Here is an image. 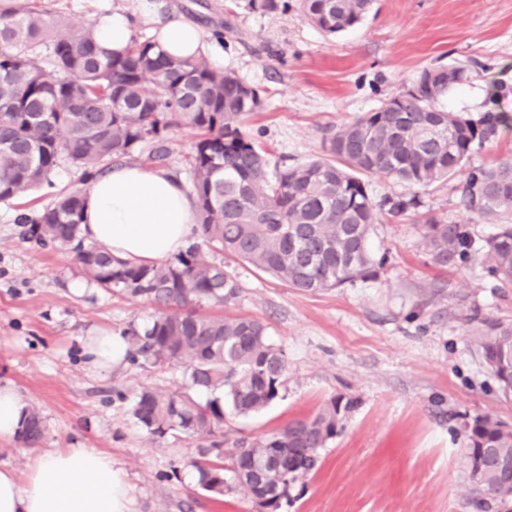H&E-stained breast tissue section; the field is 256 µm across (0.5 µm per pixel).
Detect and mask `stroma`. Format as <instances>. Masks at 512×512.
<instances>
[{"mask_svg":"<svg viewBox=\"0 0 512 512\" xmlns=\"http://www.w3.org/2000/svg\"><path fill=\"white\" fill-rule=\"evenodd\" d=\"M51 21L77 30L106 8L125 9L134 37L150 39L140 0H36ZM159 16L194 21L210 47L205 58L257 88L261 109L246 122L271 162L301 164L326 153L330 130L379 107L426 66L464 70L444 104L476 120L487 111L506 124L475 148L474 166L512 157V0H376L354 29L325 35L297 8L272 14L239 0H154ZM80 169L61 163L52 186L0 202V385L37 406L43 442L0 441V467L25 475L29 458L58 448H97L124 473L132 512H259L244 492L206 497L196 485L197 442L158 440L129 413L143 388L179 393L181 367L124 361L92 369L87 336L126 331L154 313L143 299L99 288L72 255L38 245L17 216L36 214L58 192L84 191ZM375 199L416 195L419 210L470 222L475 237L494 225L470 220L460 195L436 184L418 190L367 179ZM382 257L364 280L316 294L298 292L250 264L229 260L241 284L210 316L255 317L283 349L288 371L278 398L246 418L227 417L224 443L253 439L318 411L331 398L354 399L321 462L290 489L280 512H478L465 455V427L488 415L512 425L469 333L473 317L512 319V288L480 270L433 265L418 225L384 219L371 238Z\"/></svg>","mask_w":512,"mask_h":512,"instance_id":"obj_1","label":"stroma"}]
</instances>
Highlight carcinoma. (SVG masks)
Returning <instances> with one entry per match:
<instances>
[{
  "instance_id": "obj_1",
  "label": "carcinoma",
  "mask_w": 512,
  "mask_h": 512,
  "mask_svg": "<svg viewBox=\"0 0 512 512\" xmlns=\"http://www.w3.org/2000/svg\"><path fill=\"white\" fill-rule=\"evenodd\" d=\"M375 0H300L302 17L327 35L359 25ZM248 10L272 13L287 0H245ZM52 41L41 59L35 48ZM463 70L425 67L411 85L377 109L353 117L327 137V154L298 165L271 166L267 153L242 130L262 107L259 91L232 72L213 69L202 58L167 57L150 40H132L121 54L97 52L94 26L78 36L50 22V12L30 0H15L0 12V201L32 191L61 162L83 170L86 179L103 173L143 144H158L148 160L166 165V133L181 125L198 131L188 156L197 200L198 227L210 245H194L172 260L133 265L85 243L82 197L61 193L38 215H23L31 236L74 253L76 262L99 287L145 299L158 307L143 327L127 331L133 360L176 364L185 388L224 392L200 403L188 394L142 389L130 413L150 435L181 433L199 439L193 462L197 486L212 497L256 488L238 469L266 448H301L304 456L274 494L270 510L288 495L289 485L315 469L319 449L336 434L340 415L354 400L332 398L316 413L283 428L224 447V419L248 416L278 398L288 362L268 338L260 319L212 317L197 312L206 304H228L241 285L219 256L227 255L271 274L288 287L316 293L366 279L375 258L369 246L382 214L420 226L432 261L441 268L477 265L497 288H512V159L471 167L459 186L464 208L495 232L476 243L470 225L422 215L414 199L375 200L364 178L379 176L412 188L453 179L466 166L475 142L493 133L501 116L485 113L475 122L445 109L441 99L463 80ZM484 362L499 391L512 398V321L471 317ZM40 411L26 408L19 439L36 447L44 439ZM467 453L497 448L512 459V427L489 416L466 426ZM481 512L512 506V486L494 467L473 484Z\"/></svg>"
}]
</instances>
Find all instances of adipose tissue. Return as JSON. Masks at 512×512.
I'll list each match as a JSON object with an SVG mask.
<instances>
[{
    "instance_id": "ef3b65f1",
    "label": "adipose tissue",
    "mask_w": 512,
    "mask_h": 512,
    "mask_svg": "<svg viewBox=\"0 0 512 512\" xmlns=\"http://www.w3.org/2000/svg\"><path fill=\"white\" fill-rule=\"evenodd\" d=\"M154 41L166 54L197 58L207 45L201 29L181 18L152 16ZM120 10L96 22L101 54L121 53L132 41ZM81 228L112 256L150 265L184 250L198 230L196 199L168 170L118 162L84 194ZM129 350L119 333L88 337L84 354L96 370L122 364ZM0 512H131L128 487L111 456L92 448H65L33 459L26 479L0 470Z\"/></svg>"
}]
</instances>
